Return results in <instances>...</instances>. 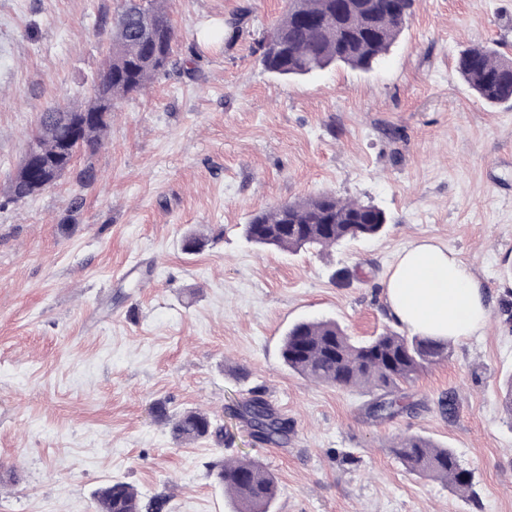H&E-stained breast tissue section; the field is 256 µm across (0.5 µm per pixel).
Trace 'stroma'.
<instances>
[{
  "mask_svg": "<svg viewBox=\"0 0 512 512\" xmlns=\"http://www.w3.org/2000/svg\"><path fill=\"white\" fill-rule=\"evenodd\" d=\"M166 2L172 67L118 102L95 154L16 203L27 136L87 95L117 0H0V512H93L115 478L161 512H232L207 465L241 455L275 475L270 512H512V104L456 71L473 46L512 54V0H415L370 71L295 79L259 51L288 0ZM322 192L378 206L382 233L324 253L247 240L252 215ZM424 238L473 268L491 316L407 386L414 410L374 420L371 394L283 365L296 322L394 328L383 283ZM251 390L291 422L287 445L232 417ZM160 404L209 413L223 441L176 442ZM410 434L451 448L469 493L406 469L393 447Z\"/></svg>",
  "mask_w": 512,
  "mask_h": 512,
  "instance_id": "stroma-1",
  "label": "stroma"
}]
</instances>
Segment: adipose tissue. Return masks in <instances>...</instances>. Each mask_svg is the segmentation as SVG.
<instances>
[{"label":"adipose tissue","mask_w":512,"mask_h":512,"mask_svg":"<svg viewBox=\"0 0 512 512\" xmlns=\"http://www.w3.org/2000/svg\"><path fill=\"white\" fill-rule=\"evenodd\" d=\"M383 301L408 331L443 341L481 334L491 314L488 292L472 268L430 240L414 241L398 255Z\"/></svg>","instance_id":"1"}]
</instances>
